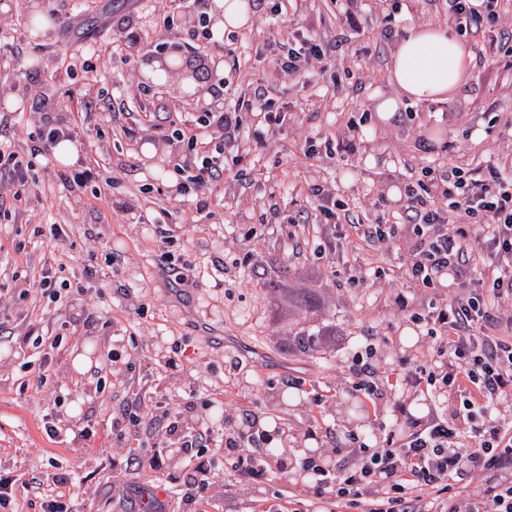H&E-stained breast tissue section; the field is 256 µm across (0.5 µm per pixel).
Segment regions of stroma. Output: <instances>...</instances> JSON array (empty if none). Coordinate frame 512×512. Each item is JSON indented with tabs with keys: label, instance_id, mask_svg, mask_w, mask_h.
I'll use <instances>...</instances> for the list:
<instances>
[{
	"label": "stroma",
	"instance_id": "obj_1",
	"mask_svg": "<svg viewBox=\"0 0 512 512\" xmlns=\"http://www.w3.org/2000/svg\"><path fill=\"white\" fill-rule=\"evenodd\" d=\"M320 37L331 40L327 71L313 98L291 81L270 88L276 103L292 104L287 128L247 154L225 150L229 180L214 188L205 209L179 201L173 165L156 131L142 124V101L131 76L142 56L182 43L190 67L210 66L190 44L183 16L163 22L165 0H87L60 39L33 41L26 0H17L0 53L27 61L23 69L0 68V139L15 144L20 160L41 147V125L31 111L30 90L44 86L51 121L75 123L78 158L69 166L45 156L40 180L24 215L0 214V315L12 343L0 346V469L15 479L8 512H42L54 483L71 470L81 485L64 494L69 512H129L132 504L157 501L163 512H182L180 488L166 475L137 470L120 452L126 438L112 420L125 416L143 447L159 444L166 413L181 403L193 417L220 424L226 404L249 409L255 426L279 425L288 459L309 448H326L348 433L380 448L391 404H365L350 391L348 364L361 337L381 350L423 355L420 328L397 314L405 293L413 308L458 291L410 289L403 275L406 249L388 254L358 238L330 240L319 224H298L313 210L307 187H330L347 203L350 218L371 222L401 207V188L420 179L425 167L448 160L464 169L486 167L500 154L512 122L511 59L489 48L474 56L461 89L442 102L405 103L387 120L373 108L377 94L392 93L388 65L399 39L417 23L446 26V0H357L369 29L365 38L341 24L334 0H298ZM136 11L140 26L169 37H152L131 60L104 56L120 36L113 15ZM392 29V40L381 38ZM268 18L252 12L223 57L228 94L246 92L247 78L268 75L256 49L270 35ZM96 52L92 63L112 73L89 86L81 70L67 71L65 54ZM316 134L329 143L319 160H305L301 147ZM88 166L113 184L64 188L63 177ZM384 198V208H372ZM277 210L278 221L263 216ZM161 221L171 238L149 233L134 214ZM62 225L54 240L51 225ZM240 240V249L230 248ZM28 266L55 269L59 308L39 288L21 293L11 273ZM57 338L47 371L31 356L32 335ZM181 350L182 371L166 356ZM117 361H110V354ZM124 376L113 379V367ZM65 425L59 437L45 430L48 418ZM314 503L304 473L209 500L206 512H265L277 497Z\"/></svg>",
	"mask_w": 512,
	"mask_h": 512
}]
</instances>
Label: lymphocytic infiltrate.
Wrapping results in <instances>:
<instances>
[{"label":"lymphocytic infiltrate","instance_id":"lymphocytic-infiltrate-1","mask_svg":"<svg viewBox=\"0 0 512 512\" xmlns=\"http://www.w3.org/2000/svg\"><path fill=\"white\" fill-rule=\"evenodd\" d=\"M271 14L277 29L266 45L272 58L271 75L288 78L302 89L314 87L324 70L326 50L311 22L295 19L296 0H253ZM173 10L197 12L200 28L192 37L205 48L223 52L228 41L215 27L210 0H166ZM503 15L502 0H448V24L456 33L481 32L488 44L503 34L496 25ZM217 109L182 119L170 128L169 113L149 110L154 129L169 145L178 146L174 170L180 196L205 208V193L224 172L225 148L264 145L288 121L287 107L275 106L264 85L248 96L225 100L224 77L210 87ZM255 123L244 127L243 113ZM33 161H21L11 142L0 141V175L14 187L15 203L28 201L36 181ZM422 180L405 183L404 221L356 225L355 231L382 251L395 249L406 234L415 244L405 263V276L414 287L435 288L444 277L469 283L466 294L412 310L398 295V310L425 327L433 353L416 363L396 360L398 391L454 399L453 409H439L419 419L401 399L391 406L402 425L399 439L371 448L347 437L342 449L356 457V466L325 468L316 460L302 464L322 512H512V438L501 414L512 399V336L486 332L495 313L512 317V159L498 158L481 173L464 171L455 163L424 168ZM264 439L246 424L235 406L224 409V432L216 434L206 421L168 426L164 444L150 456L140 448L127 451L128 460L165 473L175 448H221L233 485L267 482L285 475L282 463L261 452ZM481 470L483 488L450 503L442 494L450 479Z\"/></svg>","mask_w":512,"mask_h":512}]
</instances>
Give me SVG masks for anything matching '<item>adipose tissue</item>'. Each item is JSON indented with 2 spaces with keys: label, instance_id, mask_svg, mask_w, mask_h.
<instances>
[{
  "label": "adipose tissue",
  "instance_id": "obj_1",
  "mask_svg": "<svg viewBox=\"0 0 512 512\" xmlns=\"http://www.w3.org/2000/svg\"><path fill=\"white\" fill-rule=\"evenodd\" d=\"M469 64L470 53L463 41L430 25L412 26L390 62L389 81L394 93L377 100L376 112L380 118H389L406 98L447 100L463 85Z\"/></svg>",
  "mask_w": 512,
  "mask_h": 512
}]
</instances>
